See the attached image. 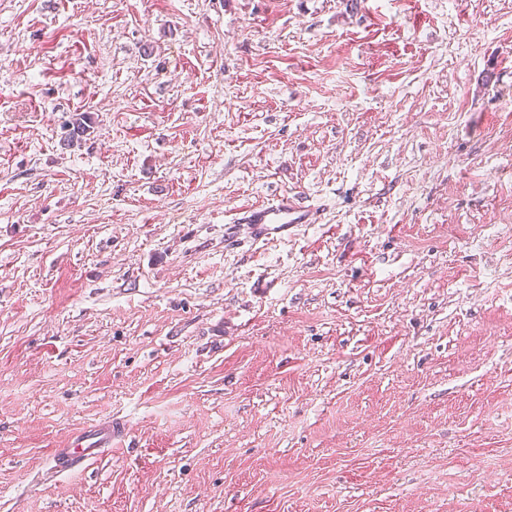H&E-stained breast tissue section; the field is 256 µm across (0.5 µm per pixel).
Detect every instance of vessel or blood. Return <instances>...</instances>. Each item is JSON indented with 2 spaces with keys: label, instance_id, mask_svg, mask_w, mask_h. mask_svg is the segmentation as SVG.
Segmentation results:
<instances>
[{
  "label": "vessel or blood",
  "instance_id": "1",
  "mask_svg": "<svg viewBox=\"0 0 512 512\" xmlns=\"http://www.w3.org/2000/svg\"><path fill=\"white\" fill-rule=\"evenodd\" d=\"M321 214L294 191H285L276 199L239 209L226 228L235 238L273 241L286 237L289 230L302 224H317ZM112 451L111 421H95L85 425L62 447L53 449L50 471L54 474L85 469Z\"/></svg>",
  "mask_w": 512,
  "mask_h": 512
}]
</instances>
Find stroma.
<instances>
[{
  "label": "stroma",
  "mask_w": 512,
  "mask_h": 512,
  "mask_svg": "<svg viewBox=\"0 0 512 512\" xmlns=\"http://www.w3.org/2000/svg\"><path fill=\"white\" fill-rule=\"evenodd\" d=\"M0 512H512V0H0ZM321 213L294 191H284L271 202L239 209L226 227L236 239L273 241L288 237V230L302 224H319ZM112 452V420L85 425L62 448H53L50 471L53 474L85 469Z\"/></svg>",
  "instance_id": "1"
}]
</instances>
